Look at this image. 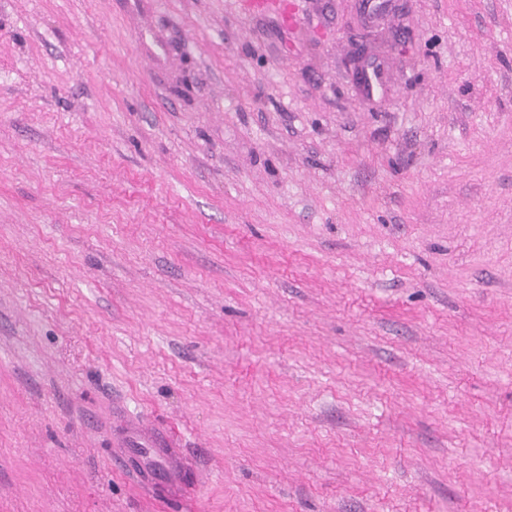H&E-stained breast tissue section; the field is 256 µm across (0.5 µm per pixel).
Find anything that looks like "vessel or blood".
Returning <instances> with one entry per match:
<instances>
[{"mask_svg": "<svg viewBox=\"0 0 512 512\" xmlns=\"http://www.w3.org/2000/svg\"><path fill=\"white\" fill-rule=\"evenodd\" d=\"M129 437L136 440L137 445L121 450L116 461L118 467L135 472L147 487L179 494L186 490L190 465L166 435L149 433L136 426Z\"/></svg>", "mask_w": 512, "mask_h": 512, "instance_id": "b4317fda", "label": "vessel or blood"}]
</instances>
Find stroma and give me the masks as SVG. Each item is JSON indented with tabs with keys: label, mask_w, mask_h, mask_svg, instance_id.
Returning <instances> with one entry per match:
<instances>
[{
	"label": "stroma",
	"mask_w": 512,
	"mask_h": 512,
	"mask_svg": "<svg viewBox=\"0 0 512 512\" xmlns=\"http://www.w3.org/2000/svg\"><path fill=\"white\" fill-rule=\"evenodd\" d=\"M365 1L0 0V512H512V0ZM129 433V441L137 443V447L122 448L117 455L120 459L115 458L119 468H129L149 488L174 491L179 495L187 490L185 475L190 471V465L181 456L180 448H175L166 435L147 433L136 425H132ZM158 462L163 465L166 476H162L157 469Z\"/></svg>",
	"instance_id": "stroma-1"
}]
</instances>
